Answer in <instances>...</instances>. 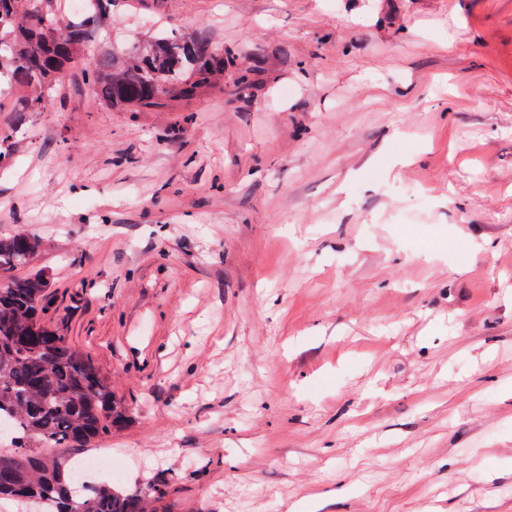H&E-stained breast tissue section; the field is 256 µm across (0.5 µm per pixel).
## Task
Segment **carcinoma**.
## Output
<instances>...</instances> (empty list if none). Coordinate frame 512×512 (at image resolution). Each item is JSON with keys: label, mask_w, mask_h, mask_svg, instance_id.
I'll return each mask as SVG.
<instances>
[{"label": "carcinoma", "mask_w": 512, "mask_h": 512, "mask_svg": "<svg viewBox=\"0 0 512 512\" xmlns=\"http://www.w3.org/2000/svg\"><path fill=\"white\" fill-rule=\"evenodd\" d=\"M54 2L0 0V72L29 90L14 101V112L46 109L42 88L68 72L115 110L163 112L196 100L237 66L222 47L161 30L149 41L101 54L90 69L85 49L112 0H90L86 13L67 21ZM39 246L26 232L0 235V420L17 425L12 448L0 451V500H47L53 512H156L167 494L166 479L131 488L80 486L73 459L49 452L108 434L126 408L89 356L42 325L48 276L17 274Z\"/></svg>", "instance_id": "carcinoma-1"}]
</instances>
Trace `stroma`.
<instances>
[{"label": "stroma", "instance_id": "35a3bbf8", "mask_svg": "<svg viewBox=\"0 0 512 512\" xmlns=\"http://www.w3.org/2000/svg\"><path fill=\"white\" fill-rule=\"evenodd\" d=\"M252 71L185 110L0 88V235L162 512H512V0H114Z\"/></svg>", "mask_w": 512, "mask_h": 512}]
</instances>
